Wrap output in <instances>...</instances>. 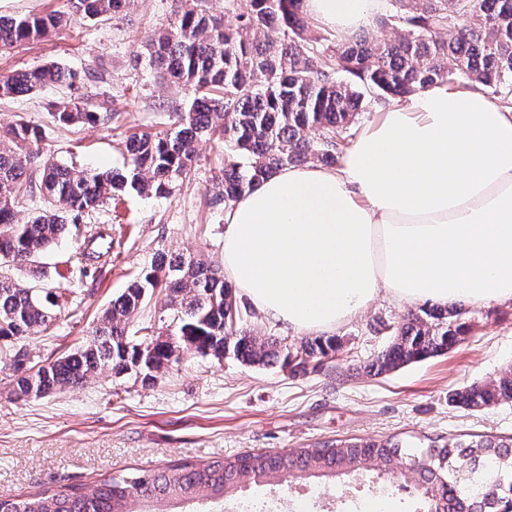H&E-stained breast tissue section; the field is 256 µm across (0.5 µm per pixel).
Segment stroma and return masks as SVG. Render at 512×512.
Wrapping results in <instances>:
<instances>
[{"mask_svg":"<svg viewBox=\"0 0 512 512\" xmlns=\"http://www.w3.org/2000/svg\"><path fill=\"white\" fill-rule=\"evenodd\" d=\"M176 0H131L111 19L69 16L67 0H0V16L59 12L67 25L48 38L0 50V75L58 64L84 74L78 90L48 86L25 97L0 96V127L22 120L40 127L41 148L56 162L109 171L123 167L126 140L169 129L190 94L150 67L145 45L178 18ZM78 99L89 110L111 113L107 124L62 125L52 103ZM228 161L221 140L200 142L189 179L168 197L129 190L102 208L97 223L112 228V261L94 278H81L62 259L73 251L62 238L42 256L47 283L77 292L57 310L50 331L0 342L21 352V363L0 362V496L54 483L93 487L117 474L157 469L187 457L204 466L248 452H285L325 441L398 440L410 448L453 437L512 435V402L480 411L452 395L512 369V302L465 305L467 335L447 353L375 375L368 367L391 343L381 322L400 324L420 313L419 302L383 298L335 329L297 332L263 319L239 299L242 324L259 335L297 345L331 339L336 351L296 373L190 352L160 371L153 385L133 374L104 372L82 386L39 398L14 393L19 368L31 369L85 341L130 275L154 253H180L224 265L226 212L214 201L217 178ZM387 490L394 512H415L419 496L400 471L374 481L328 478L281 480L226 492L220 503L172 504V512H235L245 499L266 502L270 512H324L325 498L342 512H360L361 501Z\"/></svg>","mask_w":512,"mask_h":512,"instance_id":"obj_1","label":"stroma"}]
</instances>
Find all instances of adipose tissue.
Segmentation results:
<instances>
[{"label":"adipose tissue","mask_w":512,"mask_h":512,"mask_svg":"<svg viewBox=\"0 0 512 512\" xmlns=\"http://www.w3.org/2000/svg\"><path fill=\"white\" fill-rule=\"evenodd\" d=\"M385 0H304L340 37ZM224 270L267 320L323 331L381 293L512 301V114L438 82L393 103L339 168L287 166L226 216Z\"/></svg>","instance_id":"ef3b65f1"}]
</instances>
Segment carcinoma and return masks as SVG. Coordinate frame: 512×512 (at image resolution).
<instances>
[{
	"instance_id": "obj_1",
	"label": "carcinoma",
	"mask_w": 512,
	"mask_h": 512,
	"mask_svg": "<svg viewBox=\"0 0 512 512\" xmlns=\"http://www.w3.org/2000/svg\"><path fill=\"white\" fill-rule=\"evenodd\" d=\"M130 0H69L72 12L106 19ZM304 0H237L238 30L191 0L177 24L146 47L149 62L193 92L187 110L175 114L164 133H143L125 143L126 166L98 172L69 167L41 153L43 132L18 121L0 133V268L46 278L38 258L66 233L102 248L68 258L87 277L92 263L112 262V229L87 224L115 193L172 194L191 175L196 141L219 136L229 161L216 199L233 207L260 181L286 165L336 163L346 148L344 132L366 98L395 100L437 82L473 83L512 110V0H391L389 39L336 43L335 52L306 35ZM62 16L0 17V50L56 30ZM343 73L344 80L333 77ZM79 74L53 64L0 76V95L19 97L46 84L75 85ZM64 124L105 122L108 113L88 112L77 102L57 105ZM39 194L47 206L21 223L17 204ZM178 313L173 336L190 352L217 359L229 352L241 363H282L296 372L336 350L315 339L296 347L238 327L224 329V314L236 308L221 271L181 254L153 257L104 310L91 336L70 354L17 378L23 397L75 388L104 370L115 375L140 361L154 372L153 384L174 351L162 336H133L132 315L155 292ZM63 293H42L0 271V338L31 336L52 325ZM393 342L375 359L380 373L447 351L464 334L463 324L442 310L389 326ZM473 410L512 401V371L453 396ZM401 473L419 488V512H512V437L453 438L412 452L391 440L356 439L295 448L283 453L219 457L205 466L179 458L156 470L109 476L91 490L82 484L47 486L33 493L0 497V512H133V498L155 503L217 501L232 487L282 476L310 478L357 475L371 466Z\"/></svg>"
}]
</instances>
